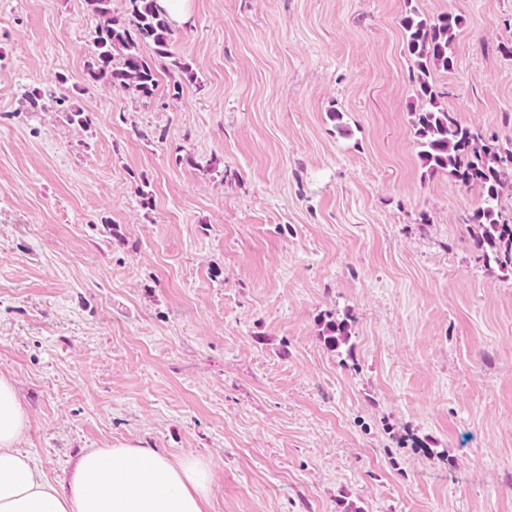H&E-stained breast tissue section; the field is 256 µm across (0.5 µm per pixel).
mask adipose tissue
Masks as SVG:
<instances>
[{"mask_svg": "<svg viewBox=\"0 0 512 512\" xmlns=\"http://www.w3.org/2000/svg\"><path fill=\"white\" fill-rule=\"evenodd\" d=\"M29 418L13 380L0 373V512H208L212 473L138 442L87 449L64 485L17 443Z\"/></svg>", "mask_w": 512, "mask_h": 512, "instance_id": "adipose-tissue-1", "label": "adipose tissue"}]
</instances>
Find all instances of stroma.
<instances>
[{
  "instance_id": "obj_1",
  "label": "stroma",
  "mask_w": 512,
  "mask_h": 512,
  "mask_svg": "<svg viewBox=\"0 0 512 512\" xmlns=\"http://www.w3.org/2000/svg\"><path fill=\"white\" fill-rule=\"evenodd\" d=\"M412 8L463 19L441 105L512 140V0H190L148 97L85 82L88 0H0V373L50 479L139 441L209 512H512V274L424 173ZM349 339V323L346 319L329 320L325 324L323 332V340L330 348H336L341 344H345Z\"/></svg>"
}]
</instances>
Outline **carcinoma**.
Returning a JSON list of instances; mask_svg holds the SVG:
<instances>
[{"mask_svg": "<svg viewBox=\"0 0 512 512\" xmlns=\"http://www.w3.org/2000/svg\"><path fill=\"white\" fill-rule=\"evenodd\" d=\"M97 16L98 31L85 81L120 84L140 95L156 87V72L141 54L140 43L150 41L161 57L170 56L171 21L157 0H129L130 15L121 22L111 15V0H88ZM405 47L417 70L415 95L421 100L412 112V126L420 147L419 156L430 173L446 172L467 187H476L483 205L468 218L478 226L475 247L502 271H512V221L497 210L509 173L512 142L504 145L479 129L462 124L442 107L440 93L430 80V70L454 67L453 44L460 18L444 13L431 21L411 10L400 21ZM349 339L347 320L325 324L323 340L331 348Z\"/></svg>", "mask_w": 512, "mask_h": 512, "instance_id": "1", "label": "carcinoma"}]
</instances>
